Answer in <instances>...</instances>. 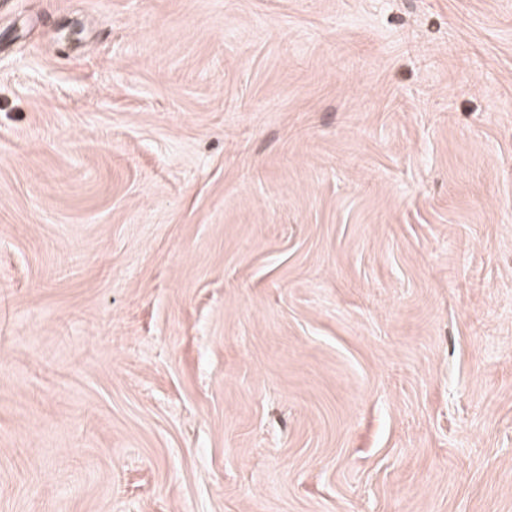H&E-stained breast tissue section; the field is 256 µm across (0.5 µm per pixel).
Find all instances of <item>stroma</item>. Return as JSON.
<instances>
[{"label":"stroma","mask_w":512,"mask_h":512,"mask_svg":"<svg viewBox=\"0 0 512 512\" xmlns=\"http://www.w3.org/2000/svg\"><path fill=\"white\" fill-rule=\"evenodd\" d=\"M0 512H512V0L0 4Z\"/></svg>","instance_id":"stroma-1"}]
</instances>
